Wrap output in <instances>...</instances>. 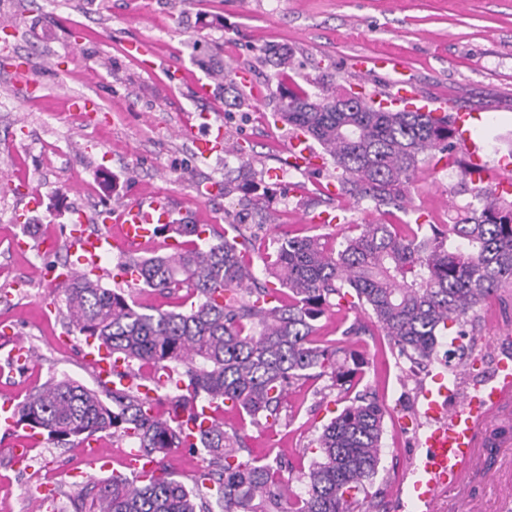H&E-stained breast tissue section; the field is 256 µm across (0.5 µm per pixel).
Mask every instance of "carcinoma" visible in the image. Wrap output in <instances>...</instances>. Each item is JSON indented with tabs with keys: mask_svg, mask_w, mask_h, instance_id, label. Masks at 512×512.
Instances as JSON below:
<instances>
[{
	"mask_svg": "<svg viewBox=\"0 0 512 512\" xmlns=\"http://www.w3.org/2000/svg\"><path fill=\"white\" fill-rule=\"evenodd\" d=\"M258 59L272 68V116L290 135L320 146L323 163L333 166L336 198L404 211L421 165L445 161L458 166L461 191L472 202L453 224L417 217L396 231L388 223L338 222V250L326 249L316 234L278 237L259 278L248 220L262 211L267 191L254 180L245 187L226 180L224 194L242 193L239 209L224 216L234 236L218 234L203 247L206 225L164 224L159 231L180 240V251L125 262L137 282L190 305L147 309L130 291L104 287L92 268L62 284L69 326L105 348L116 375L130 384L110 391L52 376L16 405L17 422L57 443L99 433L149 458L198 448L206 462L191 489L155 470L90 482L76 512H372L380 503L360 495L378 473L386 410L367 395L349 399L312 440L319 455L304 474V494L293 498L280 479V454L242 459L245 437L228 433L217 418L204 427L196 409L222 413L229 403L250 425L273 428L294 386L327 378L329 388L350 392L364 357L346 346V337L367 324L354 321L341 339L317 335L314 322L334 307L366 312L410 363L409 381L414 367L434 361L445 331L455 326L465 335L476 308L512 288V203L473 180L471 166L455 158L449 117L386 108L315 80L303 86L289 74L285 46L261 47ZM207 78L232 96L231 105L245 104L230 71L209 70ZM142 366L153 369L150 394L141 391ZM169 385L176 390L168 397L171 415L159 419L154 394Z\"/></svg>",
	"mask_w": 512,
	"mask_h": 512,
	"instance_id": "1",
	"label": "carcinoma"
}]
</instances>
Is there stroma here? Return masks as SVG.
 Returning a JSON list of instances; mask_svg holds the SVG:
<instances>
[{"label": "stroma", "instance_id": "1", "mask_svg": "<svg viewBox=\"0 0 512 512\" xmlns=\"http://www.w3.org/2000/svg\"><path fill=\"white\" fill-rule=\"evenodd\" d=\"M0 19L12 29L0 42V327L36 350L22 366L0 346V402H21L54 373L95 383L82 354L85 338L67 333L56 306L62 293L47 274L49 265L71 258L65 240L75 214L91 225L106 207L157 195L185 219L224 230V212L238 202L222 192L224 172L239 162L220 152L197 157L179 128L220 126L250 146L251 167L263 173L277 217L276 226L259 231L257 248L275 232L314 233L313 216L329 206L321 191L326 174L289 168L288 130L273 124L266 102L229 107L220 90L197 99L194 87L207 68L247 67L262 85L269 70L258 49L279 44L294 50L298 81L330 64L340 91L359 83L387 92L400 76L420 98H448L449 115L476 114L472 136L484 182L495 183L512 164V0H0ZM132 40L144 44L146 59L127 55ZM362 54L397 56L404 69L359 73L352 63ZM23 59L37 83L29 94L15 86ZM79 96L98 106L91 123L71 107ZM456 182L455 169L423 165L413 205L432 223H454L470 200L452 193ZM11 238L26 240L27 248L10 249ZM476 316L474 337L452 331L439 348L476 342L484 356L473 371L484 380L495 358L512 354V299L490 300ZM348 344L367 359L357 392L387 411L374 481L385 490L380 512H400L397 486L429 426L420 414L422 391L454 377L434 364L419 382L405 381L403 360L374 330ZM322 386L318 380L290 390L283 413L291 421L272 429L243 425L238 411L224 410L225 430L244 429L253 456L272 449L288 460L282 477L293 494L303 493L301 474L316 455L310 441L345 405L333 393L315 406L310 396ZM20 439L28 440L29 455L17 466L8 450ZM104 442L110 453L96 459L82 445L0 426V512H74L89 479L128 471L125 444L109 436ZM507 485L512 447L483 456L469 490L471 512H512Z\"/></svg>", "mask_w": 512, "mask_h": 512}]
</instances>
